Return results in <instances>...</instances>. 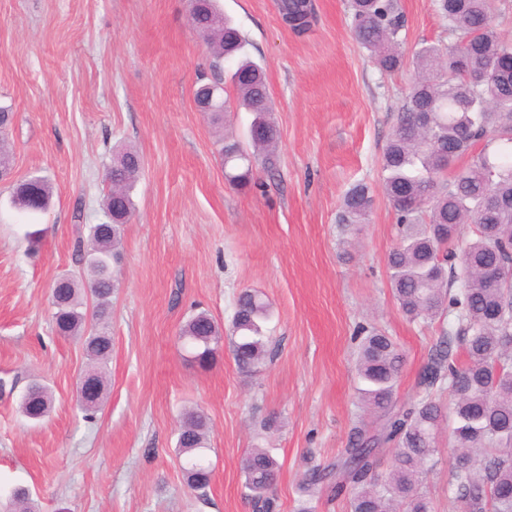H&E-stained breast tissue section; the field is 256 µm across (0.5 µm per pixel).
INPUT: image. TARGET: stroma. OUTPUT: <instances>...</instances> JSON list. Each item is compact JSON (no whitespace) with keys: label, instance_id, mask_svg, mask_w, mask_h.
<instances>
[{"label":"stroma","instance_id":"35a3bbf8","mask_svg":"<svg viewBox=\"0 0 512 512\" xmlns=\"http://www.w3.org/2000/svg\"><path fill=\"white\" fill-rule=\"evenodd\" d=\"M220 4L265 71L279 130L274 168L256 160L244 188L225 180L218 142L249 147L252 115L233 103L230 62L223 120L196 106L194 87L212 72L187 0H0V105L14 114L11 178L0 182V495L27 487L37 512H252L241 461L257 444L281 465L279 512H296L305 471L341 456L360 419L358 326L377 325L402 349L403 401L439 340L437 325L402 317L387 268L396 216L379 191L380 158L409 72L381 75L353 35L349 0H316L301 38L276 0ZM398 6L405 55L447 43L431 0ZM122 148L144 166L115 268L107 390L89 419L76 395L82 344L53 332L50 288L82 274L75 246L104 220V174ZM32 176L53 190L37 215L10 202L13 183ZM359 182L377 193L348 250L336 215ZM246 289L272 307L266 367L244 376L227 351L205 371L186 362L182 323L204 310L229 328ZM36 378L54 403L33 427L18 406ZM187 408L210 426L204 502L175 453Z\"/></svg>","mask_w":512,"mask_h":512}]
</instances>
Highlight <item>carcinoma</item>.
I'll return each instance as SVG.
<instances>
[{
  "instance_id": "1",
  "label": "carcinoma",
  "mask_w": 512,
  "mask_h": 512,
  "mask_svg": "<svg viewBox=\"0 0 512 512\" xmlns=\"http://www.w3.org/2000/svg\"><path fill=\"white\" fill-rule=\"evenodd\" d=\"M447 23L453 42L429 44L412 54V79L397 125L382 153V190L398 216V243L387 265L392 294L409 322H439L440 341L422 368L416 396L397 398L404 355L394 340L375 326L360 329L358 399L363 416L348 448L328 464L307 469L300 489L309 496L328 482L349 497L350 512H436L422 490V476L436 452L441 425L452 419L448 444L455 461L448 470V509L452 512H512V42L501 37L491 15V0H432ZM352 26L360 45L379 71L394 74L406 65L401 31L405 26L397 0H351ZM282 20L306 34L316 21L314 0H278ZM191 22L202 34L215 66L236 63L232 75L239 106L254 114L252 146L274 165L279 131L269 118L271 96L262 67L246 52L241 30L217 0H192ZM220 91L211 117L224 116L223 87L199 84L194 97ZM483 144L474 152L477 144ZM228 181L245 186L253 176L252 155L226 142ZM467 159L459 164L461 159ZM109 169L104 206L108 221L88 228L90 249L79 250L95 299L92 329L82 348L85 376L99 395L106 390L112 355L107 329L109 300L116 280L124 224L134 211L132 190L142 162L138 152H117ZM450 172L446 182L439 175ZM37 197L25 201L28 180L12 186V203L22 211L48 209L52 188L43 178ZM374 205L371 187L353 185L344 195L337 223L354 234L367 223ZM471 235L459 244L461 229ZM52 322L64 337L77 335L87 311L72 279L51 297ZM270 304L257 290L242 291L231 320L230 347L237 368L261 370L269 337L263 323ZM186 360L207 369L220 350L218 325L205 312L191 315L180 328ZM458 343L464 360L452 349ZM448 392V403L439 393ZM52 393L34 382L23 393L20 411L40 423L49 413ZM208 422L201 411L185 413L177 434V454L189 488L204 499L212 469L204 460ZM392 449L389 473L376 474L384 449ZM242 472L245 495L255 512H275L274 488L280 465L268 448L248 452ZM12 512H34L23 489H13Z\"/></svg>"
}]
</instances>
